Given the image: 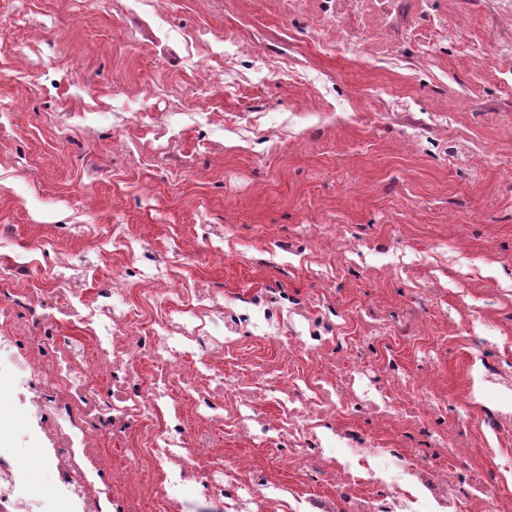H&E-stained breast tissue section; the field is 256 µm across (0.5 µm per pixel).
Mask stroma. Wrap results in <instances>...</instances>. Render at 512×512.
Listing matches in <instances>:
<instances>
[{"instance_id":"35a3bbf8","label":"stroma","mask_w":512,"mask_h":512,"mask_svg":"<svg viewBox=\"0 0 512 512\" xmlns=\"http://www.w3.org/2000/svg\"><path fill=\"white\" fill-rule=\"evenodd\" d=\"M494 163H482L484 147ZM0 303L204 283L237 311L372 304L409 382L482 452L512 412V12L500 0H0ZM364 243L362 254L344 241ZM279 445L229 439L272 482Z\"/></svg>"}]
</instances>
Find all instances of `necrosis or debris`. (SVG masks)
Returning a JSON list of instances; mask_svg holds the SVG:
<instances>
[{"instance_id": "1", "label": "necrosis or debris", "mask_w": 512, "mask_h": 512, "mask_svg": "<svg viewBox=\"0 0 512 512\" xmlns=\"http://www.w3.org/2000/svg\"><path fill=\"white\" fill-rule=\"evenodd\" d=\"M50 293L47 305L40 289L14 291L8 305L20 315L0 327L27 378L17 398L48 441L25 452L0 447V512H47L57 500L67 512H185L182 491L192 485L222 512H500L507 478L485 467L466 432L444 428L422 458L337 425V415L358 412L421 433L440 420L442 399L402 398L371 381L361 341L337 335L320 297L290 308L274 353L250 358L241 349L244 316L210 288L192 289L187 302L165 299L156 326L142 325L148 304L118 276L75 304L71 276L59 270ZM331 344L325 368L300 371L302 355ZM231 359L238 371L228 375ZM269 402L287 442L275 451L279 464L322 489L272 486L242 457L225 456L228 437L269 432ZM327 430L350 457H327ZM132 437L138 445L126 461L113 460V442ZM34 459L50 483L26 497L18 484Z\"/></svg>"}]
</instances>
